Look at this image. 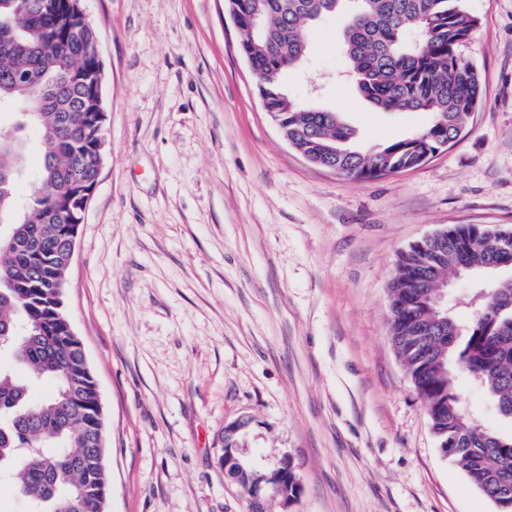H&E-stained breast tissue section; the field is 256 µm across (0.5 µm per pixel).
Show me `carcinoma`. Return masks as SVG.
Listing matches in <instances>:
<instances>
[{
	"label": "carcinoma",
	"mask_w": 512,
	"mask_h": 512,
	"mask_svg": "<svg viewBox=\"0 0 512 512\" xmlns=\"http://www.w3.org/2000/svg\"><path fill=\"white\" fill-rule=\"evenodd\" d=\"M239 50L257 75L262 106L281 120L293 147L311 163L353 180L414 168L458 137L483 99L482 79L464 50L478 20L465 0H359L342 33L348 72L361 96L383 111L429 112L432 123L378 149L355 144L340 114L293 104L283 89L301 67L306 31L343 11L346 0H233ZM423 30L417 45L406 34ZM93 35L72 21L66 0H0V108L20 111L14 130L0 127V339L25 376L0 365V471L13 473L28 512H106L109 476L105 422L95 375L60 307L56 285L70 267L65 240L78 232L68 201L91 179L96 128ZM39 138L42 164L19 205L24 128ZM437 249L419 240L395 266L389 335L422 397L440 451L498 512H512V434L486 430L466 413L450 375L470 374L498 413L512 420V279L491 280L512 262V227L479 224L441 231ZM479 277L471 321L434 306L422 280ZM41 382L55 390L34 394Z\"/></svg>",
	"instance_id": "carcinoma-1"
}]
</instances>
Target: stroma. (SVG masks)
<instances>
[{"label":"stroma","instance_id":"35a3bbf8","mask_svg":"<svg viewBox=\"0 0 512 512\" xmlns=\"http://www.w3.org/2000/svg\"><path fill=\"white\" fill-rule=\"evenodd\" d=\"M485 88L464 137L427 163L355 181L308 163L265 112L224 0H82L100 38L106 151L64 300L98 382L108 512H248L217 436L291 459L270 512H497L442 455L389 337L398 254L453 224L512 225V0H465ZM345 16L307 34L297 103L377 148L428 126L343 82ZM486 428L512 431L462 373Z\"/></svg>","mask_w":512,"mask_h":512}]
</instances>
